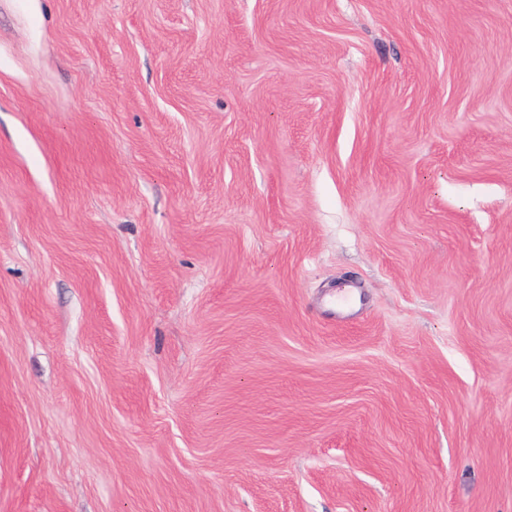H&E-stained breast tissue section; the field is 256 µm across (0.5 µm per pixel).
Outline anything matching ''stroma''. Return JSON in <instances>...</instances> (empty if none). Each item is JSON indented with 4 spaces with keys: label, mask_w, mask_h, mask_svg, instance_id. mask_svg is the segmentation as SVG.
I'll use <instances>...</instances> for the list:
<instances>
[{
    "label": "stroma",
    "mask_w": 512,
    "mask_h": 512,
    "mask_svg": "<svg viewBox=\"0 0 512 512\" xmlns=\"http://www.w3.org/2000/svg\"><path fill=\"white\" fill-rule=\"evenodd\" d=\"M0 512H512V0H0Z\"/></svg>",
    "instance_id": "1"
}]
</instances>
